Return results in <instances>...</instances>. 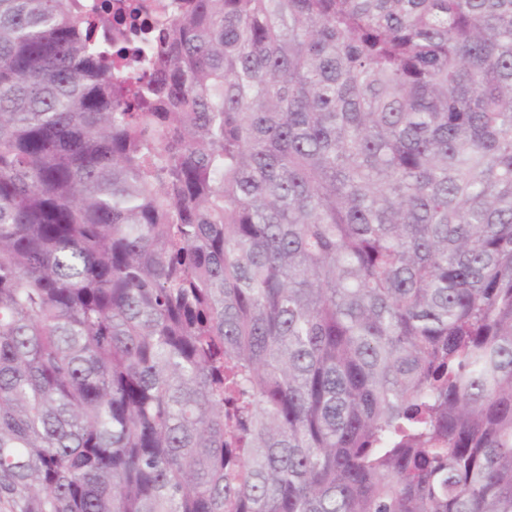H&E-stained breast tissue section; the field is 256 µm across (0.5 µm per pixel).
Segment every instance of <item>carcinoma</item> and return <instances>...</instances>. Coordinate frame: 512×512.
Returning <instances> with one entry per match:
<instances>
[{"mask_svg":"<svg viewBox=\"0 0 512 512\" xmlns=\"http://www.w3.org/2000/svg\"><path fill=\"white\" fill-rule=\"evenodd\" d=\"M0 512H512V0H0Z\"/></svg>","mask_w":512,"mask_h":512,"instance_id":"cac0c4a2","label":"carcinoma"}]
</instances>
